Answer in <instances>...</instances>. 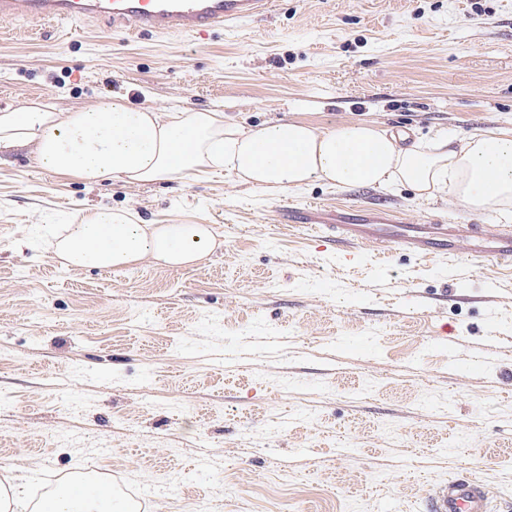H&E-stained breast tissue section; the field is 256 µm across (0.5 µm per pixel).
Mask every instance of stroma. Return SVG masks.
Listing matches in <instances>:
<instances>
[{"mask_svg": "<svg viewBox=\"0 0 512 512\" xmlns=\"http://www.w3.org/2000/svg\"><path fill=\"white\" fill-rule=\"evenodd\" d=\"M112 96L246 128L375 121L407 147L511 130L512 0H276L200 39L0 22V109ZM288 205L512 231L406 189L88 186L1 153L0 479L36 500L83 468L139 512H425L454 475L512 512V266L335 248ZM103 206L221 246L192 269L76 271L35 238Z\"/></svg>", "mask_w": 512, "mask_h": 512, "instance_id": "obj_1", "label": "stroma"}]
</instances>
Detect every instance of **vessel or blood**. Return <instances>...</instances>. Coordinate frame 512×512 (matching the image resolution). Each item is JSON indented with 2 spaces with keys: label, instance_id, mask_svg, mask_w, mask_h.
<instances>
[{
  "label": "vessel or blood",
  "instance_id": "obj_1",
  "mask_svg": "<svg viewBox=\"0 0 512 512\" xmlns=\"http://www.w3.org/2000/svg\"><path fill=\"white\" fill-rule=\"evenodd\" d=\"M270 0H0V17L35 26L62 21H104L113 28L158 36L205 35L210 30L266 13ZM392 215L380 212L371 227L357 224L353 213L338 214L331 228L335 243L362 244L422 257L455 256L457 239L444 224L394 227ZM427 512H487L488 497L469 479H452L426 498Z\"/></svg>",
  "mask_w": 512,
  "mask_h": 512
}]
</instances>
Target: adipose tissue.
<instances>
[{"label": "adipose tissue", "mask_w": 512, "mask_h": 512, "mask_svg": "<svg viewBox=\"0 0 512 512\" xmlns=\"http://www.w3.org/2000/svg\"><path fill=\"white\" fill-rule=\"evenodd\" d=\"M29 148L35 163L93 185L197 178L215 170L260 191L313 183L392 189L429 197L448 194L467 211L512 215V130H477L462 142L440 135L413 149L399 147L378 125L344 122L330 128L288 119L256 129L225 124L217 111L156 112L105 98L59 111L35 100L0 112V152ZM43 234L73 269L119 270L149 263L182 270L218 247L208 224H139L123 208L101 207ZM0 512H132L110 486L81 474L32 503L23 485L0 484Z\"/></svg>", "instance_id": "1"}]
</instances>
